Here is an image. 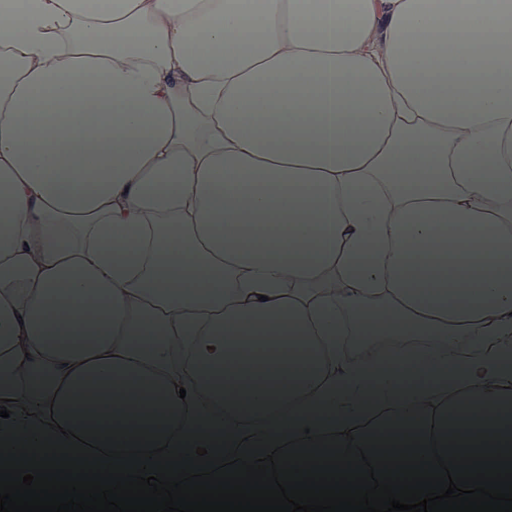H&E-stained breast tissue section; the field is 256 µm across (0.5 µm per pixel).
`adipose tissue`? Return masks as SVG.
Listing matches in <instances>:
<instances>
[{
  "label": "adipose tissue",
  "mask_w": 512,
  "mask_h": 512,
  "mask_svg": "<svg viewBox=\"0 0 512 512\" xmlns=\"http://www.w3.org/2000/svg\"><path fill=\"white\" fill-rule=\"evenodd\" d=\"M87 3L0 0L6 439L512 450V0Z\"/></svg>",
  "instance_id": "ef3b65f1"
}]
</instances>
